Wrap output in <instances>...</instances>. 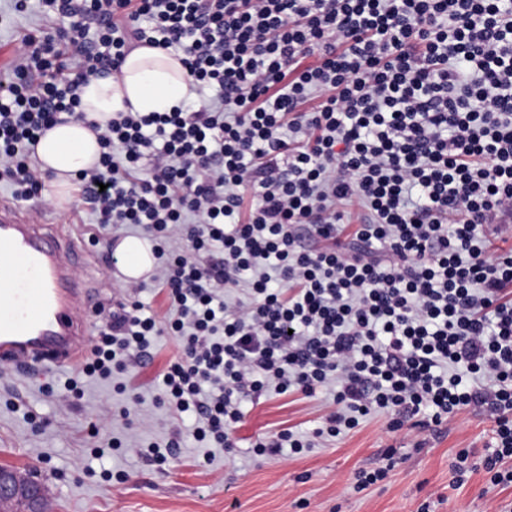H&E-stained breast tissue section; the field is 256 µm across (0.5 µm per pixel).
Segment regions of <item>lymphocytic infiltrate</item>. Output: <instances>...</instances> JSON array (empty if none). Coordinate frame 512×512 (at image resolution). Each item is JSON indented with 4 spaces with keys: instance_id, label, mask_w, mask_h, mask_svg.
Wrapping results in <instances>:
<instances>
[{
    "instance_id": "obj_1",
    "label": "lymphocytic infiltrate",
    "mask_w": 512,
    "mask_h": 512,
    "mask_svg": "<svg viewBox=\"0 0 512 512\" xmlns=\"http://www.w3.org/2000/svg\"><path fill=\"white\" fill-rule=\"evenodd\" d=\"M56 34L23 35L0 82V178L41 195L35 146L78 89L151 46L181 55L215 102L92 123L97 163L76 204L153 243L77 377L144 368L181 348L155 400L193 441L232 451L246 393L325 391L309 432L255 442L299 455L371 415L435 432L471 407L495 422L479 465L512 484V0H39ZM352 229L353 243L342 239ZM164 295L147 310L145 286ZM179 353L177 342L169 336H160L155 343L154 358L150 365L140 371L137 382H149L159 374L171 359Z\"/></svg>"
}]
</instances>
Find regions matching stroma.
<instances>
[{
  "instance_id": "stroma-1",
  "label": "stroma",
  "mask_w": 512,
  "mask_h": 512,
  "mask_svg": "<svg viewBox=\"0 0 512 512\" xmlns=\"http://www.w3.org/2000/svg\"><path fill=\"white\" fill-rule=\"evenodd\" d=\"M38 27L36 9L18 14L11 0H0V68L10 62L18 35ZM61 211L83 258L82 276L95 299L112 305L123 297L124 283L107 278L111 235L98 233L87 207L65 205ZM61 392V384L43 376L0 374V465L47 481L55 495L53 512H421L425 503L430 512H492L512 503V484L490 485L480 470L460 480L451 470L458 451H481L493 435V421L470 408L421 443L409 430L389 431L385 418L372 416L302 455L257 457L251 448L256 439L287 428L312 430L329 402L321 394H252L242 402L233 453L190 444L157 467L137 449L119 448L112 464L127 477L118 482L84 470L81 460L92 426L121 430L127 394L105 382L90 383L82 399L66 403L59 400ZM207 453L213 462L205 467ZM388 455L395 466L387 477L355 489L354 473L378 467Z\"/></svg>"
}]
</instances>
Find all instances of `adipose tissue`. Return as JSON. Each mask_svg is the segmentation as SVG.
Returning <instances> with one entry per match:
<instances>
[{"label":"adipose tissue","instance_id":"ef3b65f1","mask_svg":"<svg viewBox=\"0 0 512 512\" xmlns=\"http://www.w3.org/2000/svg\"><path fill=\"white\" fill-rule=\"evenodd\" d=\"M187 93V72L179 58L150 47L129 53L118 78H94L79 89L82 110L99 121L128 108L169 112ZM35 154L43 169L54 174L55 198L67 202L74 175L97 162L99 145L85 124L66 120L45 132Z\"/></svg>","mask_w":512,"mask_h":512}]
</instances>
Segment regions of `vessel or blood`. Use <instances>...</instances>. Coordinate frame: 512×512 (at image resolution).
<instances>
[{"instance_id": "1", "label": "vessel or blood", "mask_w": 512, "mask_h": 512, "mask_svg": "<svg viewBox=\"0 0 512 512\" xmlns=\"http://www.w3.org/2000/svg\"><path fill=\"white\" fill-rule=\"evenodd\" d=\"M74 241L28 201L0 198V361L71 367L91 347V301Z\"/></svg>"}]
</instances>
